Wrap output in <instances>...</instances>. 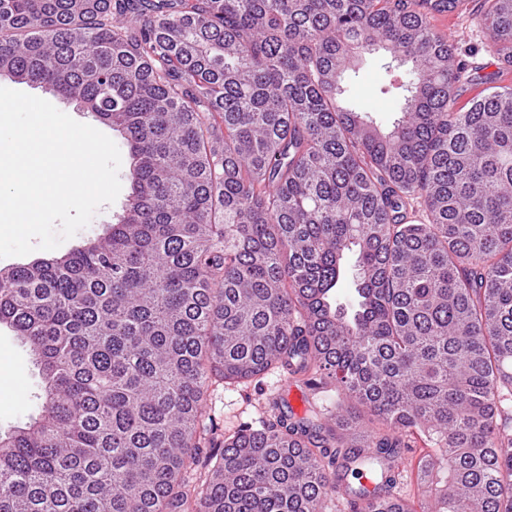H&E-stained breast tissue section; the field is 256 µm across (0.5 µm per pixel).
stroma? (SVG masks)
<instances>
[{"mask_svg":"<svg viewBox=\"0 0 512 512\" xmlns=\"http://www.w3.org/2000/svg\"><path fill=\"white\" fill-rule=\"evenodd\" d=\"M479 0H465L463 9L453 21L436 22V29L447 35L459 53L461 59L472 58L476 63L486 65L488 71H495L499 64L489 55L484 46L486 33L477 16ZM379 56L370 55L359 65L355 72L346 75L343 86L345 102L360 111L372 113L380 125H388L394 118L399 103L396 98L382 95L381 86L387 76ZM103 128V127H102ZM104 134L110 136L117 147L125 142L119 132L111 127L103 128ZM119 170L121 191L114 203L103 205L93 219L75 236L63 242L59 253H66L72 248L83 245L89 238L104 234L108 225L114 223L120 214L130 192L129 170L131 159L129 153L121 155ZM42 379L33 356L13 332L0 327V431L23 425L37 414L36 394L40 393ZM302 397L304 404L325 406L336 409L343 418L360 414V407L352 401L342 400L339 389L333 379H323L319 388L308 389L300 383L290 380L287 370L279 368L248 384H227L213 380L203 401V424L206 426L208 439L216 447H223L225 437L233 435L241 425L260 424L267 419L266 401L274 396L287 400L289 394Z\"/></svg>","mask_w":512,"mask_h":512,"instance_id":"35a3bbf8","label":"stroma"}]
</instances>
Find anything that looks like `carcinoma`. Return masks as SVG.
I'll use <instances>...</instances> for the list:
<instances>
[{
  "label": "carcinoma",
  "instance_id": "cac0c4a2",
  "mask_svg": "<svg viewBox=\"0 0 512 512\" xmlns=\"http://www.w3.org/2000/svg\"><path fill=\"white\" fill-rule=\"evenodd\" d=\"M480 7L512 62V0ZM380 52L412 75L387 128L342 103ZM484 69L418 0H0V76L80 101L134 161L103 236L0 268L43 379L0 433V512H327L363 471L360 512H414L383 475L416 436L432 512H512V86ZM275 366L334 378L366 432L273 398L193 480L211 375Z\"/></svg>",
  "mask_w": 512,
  "mask_h": 512
}]
</instances>
